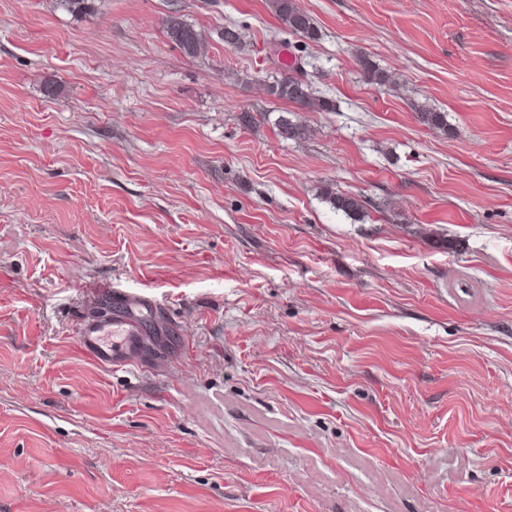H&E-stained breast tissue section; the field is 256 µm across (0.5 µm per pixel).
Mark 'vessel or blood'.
I'll use <instances>...</instances> for the list:
<instances>
[{
  "instance_id": "1",
  "label": "vessel or blood",
  "mask_w": 512,
  "mask_h": 512,
  "mask_svg": "<svg viewBox=\"0 0 512 512\" xmlns=\"http://www.w3.org/2000/svg\"><path fill=\"white\" fill-rule=\"evenodd\" d=\"M140 296L123 297L127 313L107 320H83L79 328V340L83 349L100 365L119 368L128 361V353L137 342V330L133 307L139 305Z\"/></svg>"
}]
</instances>
